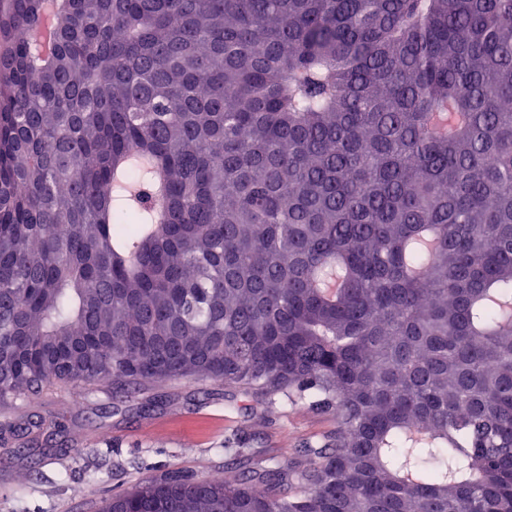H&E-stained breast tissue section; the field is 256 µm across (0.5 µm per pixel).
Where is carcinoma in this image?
I'll return each mask as SVG.
<instances>
[{"mask_svg":"<svg viewBox=\"0 0 512 512\" xmlns=\"http://www.w3.org/2000/svg\"><path fill=\"white\" fill-rule=\"evenodd\" d=\"M46 2L0 0V400L335 419L102 512H512V0H63L36 67Z\"/></svg>","mask_w":512,"mask_h":512,"instance_id":"obj_1","label":"carcinoma"}]
</instances>
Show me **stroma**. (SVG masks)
Returning a JSON list of instances; mask_svg holds the SVG:
<instances>
[{"label":"stroma","instance_id":"35a3bbf8","mask_svg":"<svg viewBox=\"0 0 512 512\" xmlns=\"http://www.w3.org/2000/svg\"><path fill=\"white\" fill-rule=\"evenodd\" d=\"M249 404L221 383L191 377L147 384L131 396L46 389L2 403L0 423L33 417L44 427L20 447H0V512H100L114 494L169 469L220 478L225 449L278 457L335 426L326 413L284 405L268 414Z\"/></svg>","mask_w":512,"mask_h":512}]
</instances>
